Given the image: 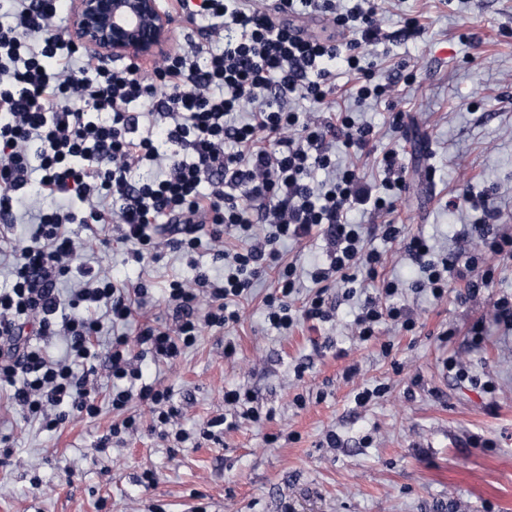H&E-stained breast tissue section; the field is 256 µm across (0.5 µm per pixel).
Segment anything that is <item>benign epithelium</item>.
<instances>
[{"instance_id": "obj_1", "label": "benign epithelium", "mask_w": 512, "mask_h": 512, "mask_svg": "<svg viewBox=\"0 0 512 512\" xmlns=\"http://www.w3.org/2000/svg\"><path fill=\"white\" fill-rule=\"evenodd\" d=\"M160 0H73L71 37L102 56L158 62L173 41Z\"/></svg>"}]
</instances>
